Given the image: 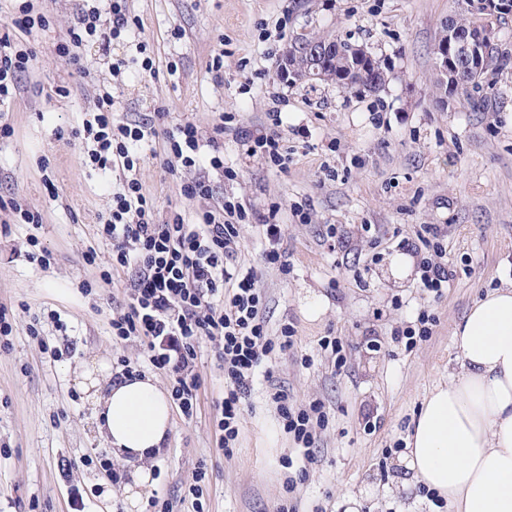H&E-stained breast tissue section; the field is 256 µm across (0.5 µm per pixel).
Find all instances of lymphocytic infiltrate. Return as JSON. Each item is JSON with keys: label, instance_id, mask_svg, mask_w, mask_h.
<instances>
[{"label": "lymphocytic infiltrate", "instance_id": "1", "mask_svg": "<svg viewBox=\"0 0 512 512\" xmlns=\"http://www.w3.org/2000/svg\"><path fill=\"white\" fill-rule=\"evenodd\" d=\"M31 6L19 7L20 15L0 26V112L7 111L20 91L23 75L32 71L35 56L22 39L43 17H31ZM139 24L128 0H83L58 53L76 57L84 43L96 42L110 54L114 40L131 33ZM112 88L100 86L94 111L86 113L78 139L87 145L95 169L117 174L112 193V212L100 226L102 238L112 247L113 270L130 271L126 284V309L113 317L112 334L121 340L141 338L167 341V351L151 355L152 365L169 374L171 397L185 419L196 417L202 382L190 365L197 358L201 339L216 343V356L224 371V392L218 399L215 435L218 447L228 448L238 439L241 402L251 390L254 374L273 352L260 316L265 296L254 269L237 262L239 227L253 215L237 199L225 198L221 206L186 222L171 210L163 223L154 219V204L143 192L137 172L143 161L138 145L161 142L163 169L174 175L194 167L201 143H208V163L224 179H238V172L224 164V133H232L248 155L261 156L270 166L286 170L288 153L279 131L280 113H270L268 133L254 134L239 114H220L214 136L202 140L197 126L188 121L169 122V108L158 104L146 123L115 119ZM448 229L443 224L421 225L412 242L420 253V288L441 293L451 274L445 260ZM270 397L280 409L285 429L297 445L311 451L318 429L328 420L321 401L294 409L281 385H273Z\"/></svg>", "mask_w": 512, "mask_h": 512}]
</instances>
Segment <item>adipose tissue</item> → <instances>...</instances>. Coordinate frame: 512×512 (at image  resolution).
I'll list each match as a JSON object with an SVG mask.
<instances>
[{"instance_id":"obj_1","label":"adipose tissue","mask_w":512,"mask_h":512,"mask_svg":"<svg viewBox=\"0 0 512 512\" xmlns=\"http://www.w3.org/2000/svg\"><path fill=\"white\" fill-rule=\"evenodd\" d=\"M460 372L424 398L398 459L403 488L420 485L453 512H512V285L475 302L457 323ZM98 434L131 468L124 493L137 505L173 430L170 396L151 376L114 378L107 361L75 371Z\"/></svg>"}]
</instances>
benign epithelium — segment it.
I'll return each mask as SVG.
<instances>
[{
	"label": "benign epithelium",
	"instance_id": "7a95c632",
	"mask_svg": "<svg viewBox=\"0 0 512 512\" xmlns=\"http://www.w3.org/2000/svg\"><path fill=\"white\" fill-rule=\"evenodd\" d=\"M458 4L465 12L512 13V0H458ZM493 42L494 33L489 29L448 26V43L440 48L436 60L440 105L448 104V95L456 87L454 82L448 80V74L454 69V59L468 60L477 72L482 66L486 46ZM335 54L336 45L332 42H315L307 49L291 42L282 53L279 70L297 80L334 83L336 73L329 60Z\"/></svg>",
	"mask_w": 512,
	"mask_h": 512
}]
</instances>
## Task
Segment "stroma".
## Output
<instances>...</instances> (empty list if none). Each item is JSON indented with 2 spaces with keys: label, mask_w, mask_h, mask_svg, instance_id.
Wrapping results in <instances>:
<instances>
[{
  "label": "stroma",
  "mask_w": 512,
  "mask_h": 512,
  "mask_svg": "<svg viewBox=\"0 0 512 512\" xmlns=\"http://www.w3.org/2000/svg\"><path fill=\"white\" fill-rule=\"evenodd\" d=\"M32 2L49 24L28 34L36 67L0 116L13 128L0 138V196L40 218L24 224L0 210V304L12 323L0 347V512H278L284 504L345 512L348 498L358 512H405L423 490L406 493L394 462L425 396L459 368L453 331L475 301L512 283V67L487 74L483 110L462 90L437 104L432 48L454 0H128L152 70L113 73L112 60L130 53L121 41L107 57L83 47L80 73L54 50L80 0ZM177 27L178 40L170 36ZM299 33L366 45L389 70L385 88L364 94L280 80L279 56ZM218 54L224 65L214 74L208 65ZM102 85L111 86L119 119L141 121L162 101L171 121H191L207 138L221 113H240L257 134L269 130V113H280L290 153L280 171L225 136L224 163L240 176L213 179L212 199L201 200L181 196L178 177L161 170V143L139 147L138 177L157 221L175 208L194 222L228 194L256 214L281 203L280 267L265 266L256 221L240 227L238 261L258 272L270 338L279 340L289 322L296 333L258 372L241 406L239 439L224 449L214 435L224 373L213 342L201 341V409L190 421L175 415L152 464L154 482L134 508L123 495L127 470L99 439L71 375L79 362L103 358L113 370L127 364L170 387L146 342L112 337L128 276L104 280L112 249L97 227L112 209L116 176L86 165L74 136ZM300 205L310 223L293 218ZM326 224L336 227L334 242L321 236ZM423 224L448 227L452 278L438 296L419 288L418 270L397 283L386 277L391 257ZM89 250L91 265L81 259ZM314 299L323 312L312 319L305 306ZM424 310L435 317L433 333L406 347L396 332ZM324 336L341 338V356L321 349ZM273 381L294 407L324 403L328 423L313 460L285 430L267 394Z\"/></svg>",
  "instance_id": "1"
}]
</instances>
